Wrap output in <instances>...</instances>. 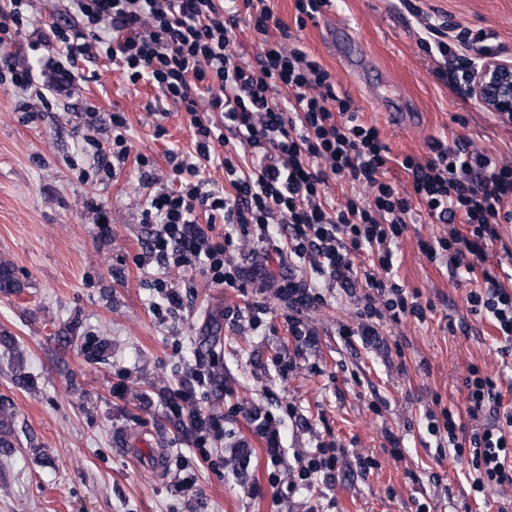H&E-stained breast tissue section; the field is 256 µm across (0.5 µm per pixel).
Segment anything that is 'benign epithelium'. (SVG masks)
<instances>
[{"instance_id": "benign-epithelium-1", "label": "benign epithelium", "mask_w": 512, "mask_h": 512, "mask_svg": "<svg viewBox=\"0 0 512 512\" xmlns=\"http://www.w3.org/2000/svg\"><path fill=\"white\" fill-rule=\"evenodd\" d=\"M466 92L502 123L512 124V57L487 56Z\"/></svg>"}]
</instances>
